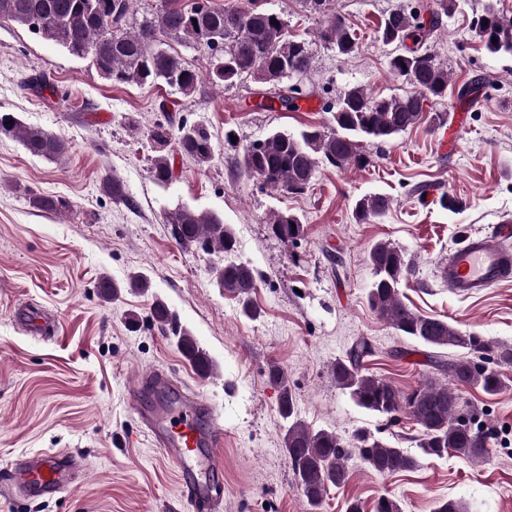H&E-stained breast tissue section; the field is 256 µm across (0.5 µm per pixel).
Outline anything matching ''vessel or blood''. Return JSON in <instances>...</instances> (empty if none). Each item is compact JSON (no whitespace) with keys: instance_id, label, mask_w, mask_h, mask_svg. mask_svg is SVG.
Returning a JSON list of instances; mask_svg holds the SVG:
<instances>
[{"instance_id":"vessel-or-blood-1","label":"vessel or blood","mask_w":512,"mask_h":512,"mask_svg":"<svg viewBox=\"0 0 512 512\" xmlns=\"http://www.w3.org/2000/svg\"><path fill=\"white\" fill-rule=\"evenodd\" d=\"M439 273L449 288L464 298L511 282L512 225L499 224L490 231L464 237L441 264ZM148 391L162 394L163 402L144 405ZM125 395L144 436L175 467L183 496L196 512H220L217 487L222 465L217 450L224 444V427L208 402L159 370L140 375ZM79 466L78 458L70 455L32 454L6 475L5 485L32 498L54 496L66 488Z\"/></svg>"}]
</instances>
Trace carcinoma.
I'll return each instance as SVG.
<instances>
[{"label":"carcinoma","instance_id":"cac0c4a2","mask_svg":"<svg viewBox=\"0 0 512 512\" xmlns=\"http://www.w3.org/2000/svg\"><path fill=\"white\" fill-rule=\"evenodd\" d=\"M132 0H0V20L26 27L31 33L52 42L69 55L89 61L98 75L115 83L143 86L164 84L185 97L192 96L199 83L197 70L172 52L169 40H186L209 52L208 80L215 86L234 84L252 76L277 91L274 98L286 108L299 93L296 86L278 87L284 79L307 74L313 66L309 41L290 34L288 21L265 10L258 0H249L244 9L199 4L188 8L181 0H161L157 10L140 17L131 10ZM457 0H439V10L430 19L403 9L386 14L377 26L382 43L398 44L404 52L389 57L390 72L416 91L405 96L372 97L362 87L344 91L333 106L334 128L325 131L310 126L298 132L272 131L264 139L243 147L237 166L262 185L287 194H301L313 182L318 164L337 169L364 167L371 157L363 143H385L415 125L430 100L441 99L448 91V70L426 45L440 17L456 11ZM276 23H271V20ZM471 32L488 53L512 56V20L504 18L491 4L474 17ZM318 38L336 48L337 54L351 56L358 48L356 37L344 16L334 14L319 30ZM497 42H492V39ZM412 41L413 46L406 45ZM177 133H172V129ZM176 136L179 153L199 166L215 158L213 135L203 123H158L150 138L160 148L152 157L150 176L166 186L174 179V165L163 148ZM17 140L32 156L55 161L66 154L68 141L61 135L22 123L13 112H0V139ZM103 192L114 199L126 196L122 181L114 176L102 183ZM33 207L46 212H62L71 207L61 196L36 195ZM389 197L366 194L356 199L352 214L364 222L383 216L390 208ZM174 239L195 246L208 255L235 250L236 236L214 212L179 204L166 215ZM271 229L284 242L295 241L303 231L300 216L277 212ZM373 281L367 292L368 306L394 330L432 348L464 349L477 359H443L428 356L440 377L422 386L403 391L392 381L365 371L363 359L372 352L360 339L336 360L331 378L360 408L389 420L406 414L419 426L417 448L424 456L448 453L477 461L489 454V437L471 421L460 405L459 391L479 387L487 394L501 387L499 374L483 365L493 351L492 344L479 336L461 334L448 321L414 311L400 293L408 281L412 263L405 251L390 243L377 242L369 251ZM217 286L242 301L243 313L254 315L249 295L256 274L245 263H227L219 268ZM178 347L198 372L209 376L213 362L185 329H173ZM270 381L280 388L279 410L288 420L284 450L306 501L320 504L330 487L349 479L348 462L352 449L359 451L367 468L377 475L409 470L419 457L361 430L349 448L336 432L314 429L298 418L295 398L284 370L276 365Z\"/></svg>","mask_w":512,"mask_h":512}]
</instances>
